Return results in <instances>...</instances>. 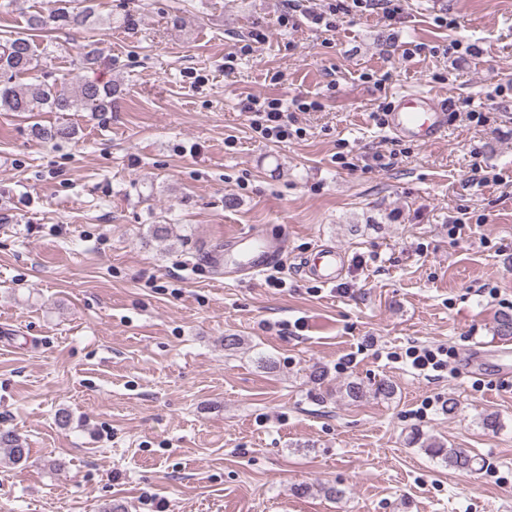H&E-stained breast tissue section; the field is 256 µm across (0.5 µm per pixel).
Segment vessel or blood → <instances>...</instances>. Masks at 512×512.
Segmentation results:
<instances>
[{
	"instance_id": "1",
	"label": "vessel or blood",
	"mask_w": 512,
	"mask_h": 512,
	"mask_svg": "<svg viewBox=\"0 0 512 512\" xmlns=\"http://www.w3.org/2000/svg\"><path fill=\"white\" fill-rule=\"evenodd\" d=\"M448 102L432 94H405L384 116L395 137L417 143H433L448 131ZM286 250L282 239L262 229L232 235L224 241V265L250 275L264 273L281 259ZM345 264L344 254L333 247L317 249L314 258L304 260V274L323 285L335 284Z\"/></svg>"
}]
</instances>
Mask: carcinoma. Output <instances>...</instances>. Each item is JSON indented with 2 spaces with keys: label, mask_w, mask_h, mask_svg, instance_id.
Instances as JSON below:
<instances>
[{
  "label": "carcinoma",
  "mask_w": 512,
  "mask_h": 512,
  "mask_svg": "<svg viewBox=\"0 0 512 512\" xmlns=\"http://www.w3.org/2000/svg\"><path fill=\"white\" fill-rule=\"evenodd\" d=\"M93 15V0H53L48 15H31L27 25L34 31L44 29L50 22L60 29H80L90 25ZM80 57L87 69L99 65L101 52L98 43L88 41L82 46ZM38 70L39 55L28 36L18 34L0 46V112L31 115L35 112L112 111V83L86 78L77 86L69 88L63 82L49 83L39 79L34 75ZM25 75L32 76V81H19ZM32 133L39 140L53 141L70 139L75 130L64 123L46 126L36 122L32 125ZM494 333L502 340L512 339V313L502 312L497 316ZM343 389L345 395L354 401L363 399L369 393L384 399L395 395L394 384L386 380L374 384L369 391L356 380L344 384ZM411 443L421 444L431 457L455 469L471 470L476 463V458L468 450L449 447L434 439H424L418 432L411 436ZM0 452L15 463L27 457L28 449L24 448L12 431L1 430Z\"/></svg>",
  "instance_id": "obj_1"
}]
</instances>
